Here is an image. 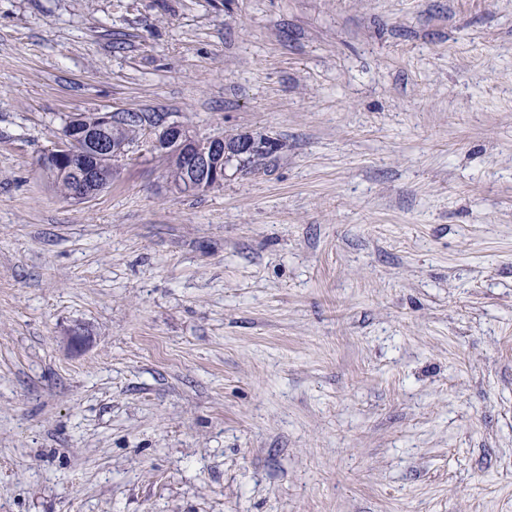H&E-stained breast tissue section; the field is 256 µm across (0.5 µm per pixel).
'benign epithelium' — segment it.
<instances>
[{
  "instance_id": "obj_1",
  "label": "benign epithelium",
  "mask_w": 512,
  "mask_h": 512,
  "mask_svg": "<svg viewBox=\"0 0 512 512\" xmlns=\"http://www.w3.org/2000/svg\"><path fill=\"white\" fill-rule=\"evenodd\" d=\"M117 125L112 112L96 114L92 125L75 115L56 141L54 149L42 160L44 171L66 175L79 172L72 180L70 198L87 200L112 182V176L130 152V144L111 137ZM150 134V148L159 156L175 160L183 180L174 189L181 194H194L224 183L227 165L244 163L258 151L275 149L273 142L257 140L243 133L226 139L222 135L200 137L188 127L162 119L145 125Z\"/></svg>"
}]
</instances>
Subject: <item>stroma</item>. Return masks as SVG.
I'll return each instance as SVG.
<instances>
[{"instance_id":"35a3bbf8","label":"stroma","mask_w":512,"mask_h":512,"mask_svg":"<svg viewBox=\"0 0 512 512\" xmlns=\"http://www.w3.org/2000/svg\"><path fill=\"white\" fill-rule=\"evenodd\" d=\"M0 512H512V0H0ZM114 112L123 113L124 119L117 127L121 136L130 142L140 137L141 124L136 118L157 116L156 112H100L91 113L88 121L95 118L93 125L86 124L82 115H75L67 122V127L56 141L54 149L42 160L44 171H52L59 176H50L60 193L67 197L70 177L63 176L73 170L79 175L71 180L70 199L87 200L112 182V176L122 161L129 156L131 144L119 142L113 137L117 117ZM128 120V121H127ZM112 131V137H111ZM145 131L151 135L150 148L159 156L174 159L177 165L168 166L169 178L178 185H172L176 192L194 194L213 189L224 183L227 165L233 160L239 168L252 154L258 151L274 150L275 145L266 139L257 140L243 133L225 139L224 135L200 137L188 127L168 122L166 117L156 123H145ZM268 153H257L242 168L252 170L264 164Z\"/></svg>"}]
</instances>
